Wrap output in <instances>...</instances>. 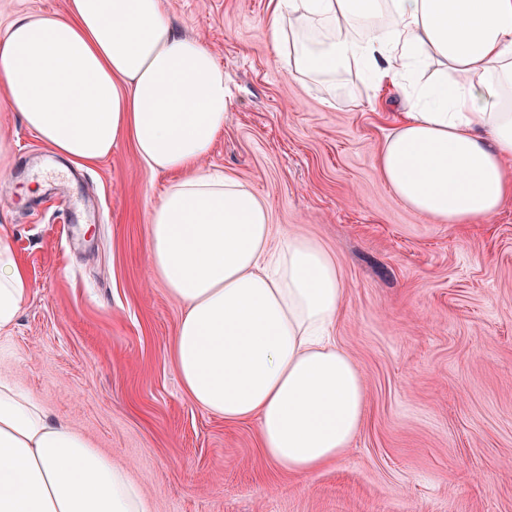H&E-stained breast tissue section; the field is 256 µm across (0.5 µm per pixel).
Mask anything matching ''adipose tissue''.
Returning <instances> with one entry per match:
<instances>
[{"label":"adipose tissue","instance_id":"adipose-tissue-1","mask_svg":"<svg viewBox=\"0 0 512 512\" xmlns=\"http://www.w3.org/2000/svg\"><path fill=\"white\" fill-rule=\"evenodd\" d=\"M291 76L331 87L360 68L403 112L377 170L441 224L488 221L512 200V0H276L267 19ZM5 103L58 157L89 164L127 139L177 179L153 206L147 260L183 306L171 345L187 398L257 420L264 457L297 478L335 461L365 390L332 341L345 288L333 257L273 239L270 207L203 165L224 131V71L161 0H67L0 32ZM30 294L0 233V333ZM0 512H151L126 470L0 376Z\"/></svg>","mask_w":512,"mask_h":512}]
</instances>
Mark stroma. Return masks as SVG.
Instances as JSON below:
<instances>
[{"mask_svg": "<svg viewBox=\"0 0 512 512\" xmlns=\"http://www.w3.org/2000/svg\"><path fill=\"white\" fill-rule=\"evenodd\" d=\"M270 0H163L229 90L204 165L271 204L276 233L336 261L331 328L360 371L362 427L300 480L270 465L256 423H225L183 393L171 362L182 304L147 261L149 215L173 175L129 142L42 172L52 151L0 104V226L30 295L0 335V373L128 470L153 512H512V202L487 224H440L401 203L376 156L399 94L356 72L336 96L273 51ZM43 174L39 195L16 189Z\"/></svg>", "mask_w": 512, "mask_h": 512, "instance_id": "stroma-1", "label": "stroma"}]
</instances>
